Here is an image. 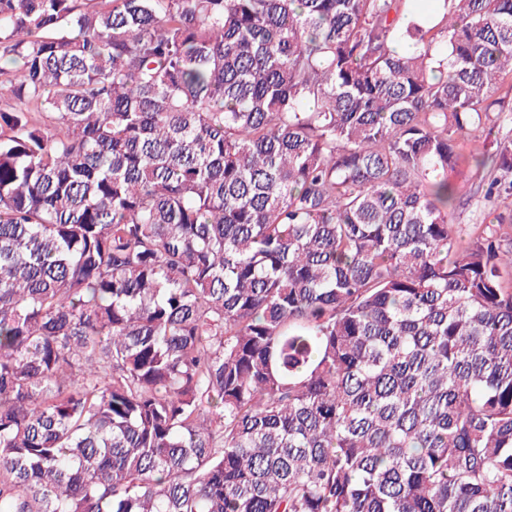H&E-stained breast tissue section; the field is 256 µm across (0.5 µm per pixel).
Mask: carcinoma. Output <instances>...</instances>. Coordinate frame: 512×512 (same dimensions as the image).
Wrapping results in <instances>:
<instances>
[{"instance_id": "carcinoma-1", "label": "carcinoma", "mask_w": 512, "mask_h": 512, "mask_svg": "<svg viewBox=\"0 0 512 512\" xmlns=\"http://www.w3.org/2000/svg\"><path fill=\"white\" fill-rule=\"evenodd\" d=\"M0 0V512H512V0ZM460 170L456 179L465 186L470 200L468 204L453 213L452 224L463 228L478 224H496L497 214L512 210V198L492 202L484 199L481 187L492 173L491 169L477 170L474 167L463 165Z\"/></svg>"}]
</instances>
